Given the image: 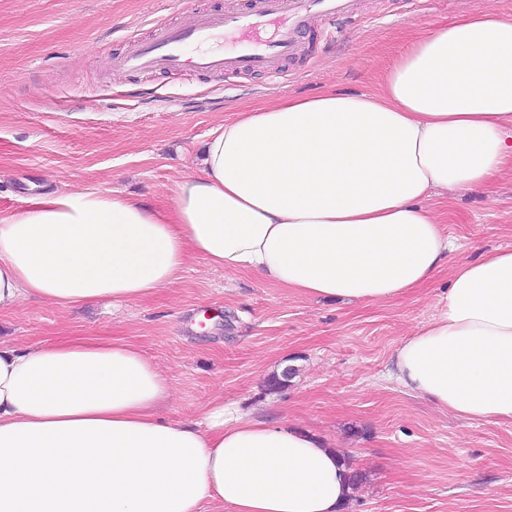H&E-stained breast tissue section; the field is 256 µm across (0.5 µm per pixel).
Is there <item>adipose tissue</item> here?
Wrapping results in <instances>:
<instances>
[{
  "instance_id": "1",
  "label": "adipose tissue",
  "mask_w": 512,
  "mask_h": 512,
  "mask_svg": "<svg viewBox=\"0 0 512 512\" xmlns=\"http://www.w3.org/2000/svg\"><path fill=\"white\" fill-rule=\"evenodd\" d=\"M512 177V10L414 33L373 94L336 90L216 127L169 209L55 191L0 215V310L122 304L190 258L301 295L382 303L449 272L394 377L468 420H512V248L453 260L425 200ZM166 374L121 339L0 341V512H340L325 438L214 396L165 418Z\"/></svg>"
}]
</instances>
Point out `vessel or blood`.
<instances>
[{
	"instance_id": "b4317fda",
	"label": "vessel or blood",
	"mask_w": 512,
	"mask_h": 512,
	"mask_svg": "<svg viewBox=\"0 0 512 512\" xmlns=\"http://www.w3.org/2000/svg\"><path fill=\"white\" fill-rule=\"evenodd\" d=\"M353 9L354 0H238L217 14L195 12L177 24H157L153 38L131 41L116 65L130 73L270 71L299 55L300 35L313 21L332 23ZM231 36L237 46L228 52L224 42Z\"/></svg>"
}]
</instances>
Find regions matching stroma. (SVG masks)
I'll return each mask as SVG.
<instances>
[{
  "instance_id": "35a3bbf8",
  "label": "stroma",
  "mask_w": 512,
  "mask_h": 512,
  "mask_svg": "<svg viewBox=\"0 0 512 512\" xmlns=\"http://www.w3.org/2000/svg\"><path fill=\"white\" fill-rule=\"evenodd\" d=\"M230 0H0V212L59 189L133 194L172 203L212 130L237 113L333 88L371 93L414 31L512 0H360L303 35L308 55L277 74L224 77L190 70L114 72L128 37L188 10ZM426 205L459 246L458 258L512 248V179ZM448 282L395 300L344 305L310 299L252 274L192 258L182 279L111 311L56 308L27 298L0 311V337L122 338L171 379L173 418L198 415L215 395L263 420L326 437L363 475L344 512H512V421L457 417L388 377L395 348L426 326ZM288 383L269 389L279 367Z\"/></svg>"
}]
</instances>
